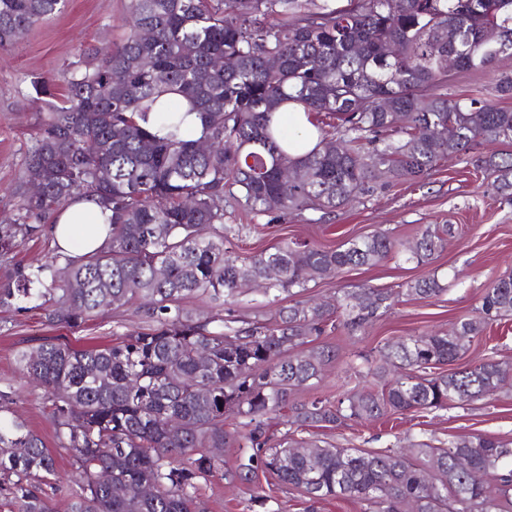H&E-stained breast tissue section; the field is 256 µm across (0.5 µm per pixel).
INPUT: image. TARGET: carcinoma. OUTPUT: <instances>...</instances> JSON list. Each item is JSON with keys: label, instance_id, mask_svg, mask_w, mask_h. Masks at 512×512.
<instances>
[{"label": "carcinoma", "instance_id": "obj_1", "mask_svg": "<svg viewBox=\"0 0 512 512\" xmlns=\"http://www.w3.org/2000/svg\"><path fill=\"white\" fill-rule=\"evenodd\" d=\"M64 3L0 0V49ZM450 54L457 70L512 56V0H129L116 50L34 82L44 90L61 81L66 94L48 108L24 158L26 180H44V190L24 192L14 223L0 226V254L18 236L44 235L51 211L87 194L112 212V237L90 255L66 257L60 281L50 264L16 267L0 282V306L49 295L47 322L78 327L137 300L148 323L112 345L75 348L56 338L17 354L45 388L72 461L71 512H203L199 481L217 474L230 483L268 475L311 500L366 502L368 512H512V443L490 435L435 448L419 441L405 452L288 442L293 427L442 408L511 381L512 363L493 357L434 372L458 360L488 322L512 315L511 276L451 332L387 345L371 372L399 376L334 405L293 398L336 359L329 345L302 346L362 327L390 308L392 294H345L356 314L343 322L340 303L298 300L274 323L243 329L231 318L213 327L184 306L205 296L222 307L245 281L273 300L297 296L345 267L400 252L379 232L335 249L284 240L241 258L224 245L229 208L254 220L332 213L379 187L420 180L479 144L512 146V109L448 95ZM290 107L336 116L338 136L321 131L313 151L292 157L288 135L273 124ZM192 112L195 133L185 129ZM200 141L213 149L198 152ZM473 163L498 193L512 195V152ZM449 232L426 226L408 259L429 262ZM443 291L433 274L407 295ZM18 402L11 386L0 389V512H54L57 457L16 416ZM229 416L237 420L231 430ZM213 448L238 449L233 464L224 467ZM104 470L112 482L100 480ZM115 485L151 493L117 495Z\"/></svg>", "mask_w": 512, "mask_h": 512}]
</instances>
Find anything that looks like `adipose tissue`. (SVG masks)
Wrapping results in <instances>:
<instances>
[{
	"instance_id": "adipose-tissue-1",
	"label": "adipose tissue",
	"mask_w": 512,
	"mask_h": 512,
	"mask_svg": "<svg viewBox=\"0 0 512 512\" xmlns=\"http://www.w3.org/2000/svg\"><path fill=\"white\" fill-rule=\"evenodd\" d=\"M111 213L97 197L77 199L55 214L47 233L60 253L80 256L95 252L110 238Z\"/></svg>"
}]
</instances>
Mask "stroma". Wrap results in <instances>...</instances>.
I'll list each match as a JSON object with an SVG mask.
<instances>
[{"mask_svg":"<svg viewBox=\"0 0 512 512\" xmlns=\"http://www.w3.org/2000/svg\"><path fill=\"white\" fill-rule=\"evenodd\" d=\"M127 5L128 0H67L62 12L28 31L13 47L0 50V224L17 209L25 153L39 135L49 105L61 101L64 92L55 84L46 93H35L32 81L59 74L87 52L111 51L122 37ZM503 74H512V56L484 71L452 72L448 93L459 98L495 97L496 80ZM224 223L230 229L227 247L242 257L270 249L287 237L335 248L353 237L385 232L409 246L427 225H452L447 245L430 264L419 266L399 255L373 267H347L310 283L304 296L317 302L332 303L343 292L362 288L395 295L387 312L355 333L335 337L338 358L314 389L316 396L329 400L356 386H372V378L365 375L366 361L388 343L424 332H447L453 323L475 314L486 288L512 274V199L500 195L463 157L441 163L424 182L377 189L361 203L331 214L307 211L285 221L255 224L244 213L229 211ZM56 253L47 235L16 241L9 256L0 257V281L8 279L16 265L35 266ZM431 273L445 284V292L431 299L403 295L406 282ZM287 303V295L274 301L252 287L240 288L226 300L242 326L277 317ZM144 324L131 304L76 328L49 324L41 307H0V388L9 385L16 390L22 418L48 448H56V426L44 387L20 370L17 351L45 338L62 337L76 347L108 344ZM489 357L512 362V316L489 325L457 364L473 365ZM473 433L512 439V382L459 405L395 414L385 421L362 419L339 427L308 428L299 436L321 445L379 451L390 444L405 448L417 440L435 444ZM200 498L206 512H364L363 504L351 499L309 501L299 491L263 476L248 486L208 478L200 483Z\"/></svg>","mask_w":512,"mask_h":512,"instance_id":"35a3bbf8","label":"stroma"}]
</instances>
